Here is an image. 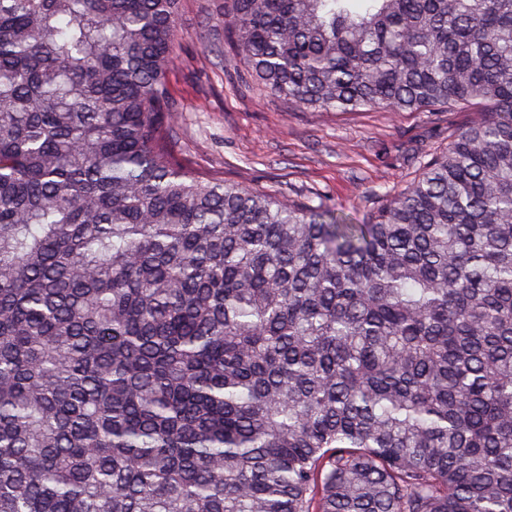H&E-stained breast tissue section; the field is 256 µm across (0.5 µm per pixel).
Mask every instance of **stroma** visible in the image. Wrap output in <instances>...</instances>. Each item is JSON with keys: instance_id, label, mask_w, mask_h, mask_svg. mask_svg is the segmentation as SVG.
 <instances>
[{"instance_id": "35a3bbf8", "label": "stroma", "mask_w": 512, "mask_h": 512, "mask_svg": "<svg viewBox=\"0 0 512 512\" xmlns=\"http://www.w3.org/2000/svg\"><path fill=\"white\" fill-rule=\"evenodd\" d=\"M221 6L222 0H182L170 65L174 142L193 172H220L244 188L303 201L323 195L362 219L474 118L468 109L289 108L240 82L222 30L206 20Z\"/></svg>"}]
</instances>
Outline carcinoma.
<instances>
[{"label": "carcinoma", "mask_w": 512, "mask_h": 512, "mask_svg": "<svg viewBox=\"0 0 512 512\" xmlns=\"http://www.w3.org/2000/svg\"><path fill=\"white\" fill-rule=\"evenodd\" d=\"M179 0H0V512H512V0H224L290 107L477 109L367 220L189 170Z\"/></svg>", "instance_id": "cac0c4a2"}]
</instances>
